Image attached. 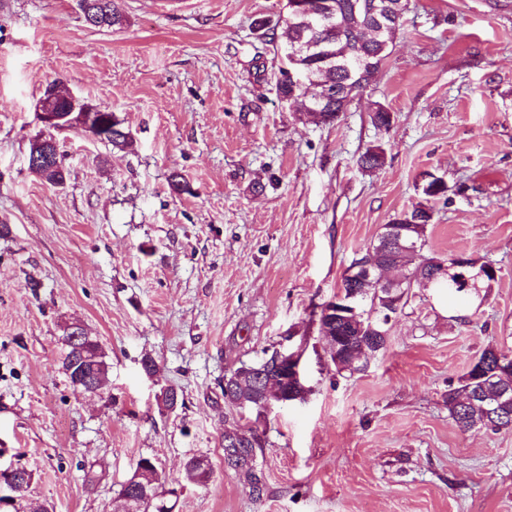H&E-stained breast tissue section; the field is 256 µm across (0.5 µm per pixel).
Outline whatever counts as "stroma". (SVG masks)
<instances>
[{
	"instance_id": "35a3bbf8",
	"label": "stroma",
	"mask_w": 512,
	"mask_h": 512,
	"mask_svg": "<svg viewBox=\"0 0 512 512\" xmlns=\"http://www.w3.org/2000/svg\"><path fill=\"white\" fill-rule=\"evenodd\" d=\"M117 2L112 29L78 0H0V462L32 470L27 505L115 512L148 458L173 512H512V431H460L443 399L487 345L512 347V0H411L334 126L276 94L281 58L254 23L287 0ZM51 84L114 112L130 145L49 132L36 107ZM377 103L390 128L372 124ZM48 135L60 186L28 168ZM370 146L386 163L366 172ZM428 172L450 191L425 255L497 276L479 307L411 289L369 368L337 372L313 311ZM75 321L108 356L103 394L62 370ZM286 337L304 400L260 418L225 406V372ZM171 387L184 404L168 411ZM233 414L261 436L259 499L224 466ZM192 457L210 461L207 486L187 479Z\"/></svg>"
}]
</instances>
